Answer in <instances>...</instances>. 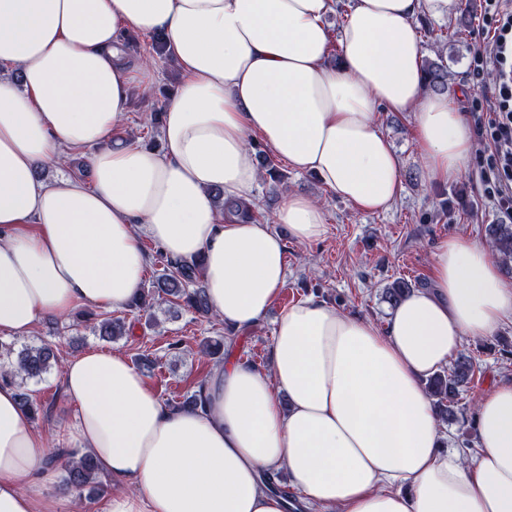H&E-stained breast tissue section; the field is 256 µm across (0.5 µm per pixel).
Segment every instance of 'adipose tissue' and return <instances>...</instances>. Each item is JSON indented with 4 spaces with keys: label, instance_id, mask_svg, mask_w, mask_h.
<instances>
[{
    "label": "adipose tissue",
    "instance_id": "adipose-tissue-1",
    "mask_svg": "<svg viewBox=\"0 0 512 512\" xmlns=\"http://www.w3.org/2000/svg\"><path fill=\"white\" fill-rule=\"evenodd\" d=\"M454 0H0V333H30L77 305L122 310L138 293L149 237L202 259L212 313L255 327L286 283V246L264 223L220 219L213 189L259 181L248 135L315 174L361 211L387 210L403 163L379 108L411 114L426 179L467 167L473 133L445 94L425 91L416 21ZM163 32L184 79L163 150L120 134L131 83L151 74L123 49L128 31ZM340 62L331 64V45ZM66 148L90 149L89 180L37 179ZM301 243L326 233L322 207L291 194L275 215ZM512 318V283L482 244L440 241L432 285L385 327L310 298L279 316L270 367L228 358L195 410L165 405L122 354L66 363L73 421L59 445L91 454L110 481L104 512H287L261 481L286 472L307 512H512V382L476 402L478 451L446 446L425 389L464 338ZM47 438L0 383V512H54Z\"/></svg>",
    "mask_w": 512,
    "mask_h": 512
}]
</instances>
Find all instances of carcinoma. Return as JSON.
I'll return each mask as SVG.
<instances>
[{
    "instance_id": "carcinoma-1",
    "label": "carcinoma",
    "mask_w": 512,
    "mask_h": 512,
    "mask_svg": "<svg viewBox=\"0 0 512 512\" xmlns=\"http://www.w3.org/2000/svg\"><path fill=\"white\" fill-rule=\"evenodd\" d=\"M428 85L438 91L448 88V71L436 63H428L425 68ZM216 202L221 204L224 218L230 221L253 223L265 220V213L252 201L241 198L224 197V192H214ZM489 234L498 252L506 259L512 258V225L494 224L489 227ZM159 263L162 272L149 290L140 289L132 299L129 307L133 311L148 312L156 304L169 303L175 308L187 306L201 317L211 315L206 289L202 262L195 260L172 259L160 255ZM411 292L410 284L404 279H398L386 288V299L395 304ZM96 335L112 340L126 334L123 321L110 317L101 319L94 327ZM232 344V339L223 336L216 340H203L198 345V353L206 361L220 360L224 356V347ZM16 354V362L0 366V381L10 384L17 379L38 380L44 377L52 364L59 361L57 350L49 344L26 345L19 351H14L10 344L0 342V356ZM475 373V359L472 356H460L456 359L448 373H437L431 376L426 388L431 396L436 398V410L443 422H455L464 417L466 406L461 403L462 394L467 391ZM206 401L205 382H197L196 390L178 403V407L196 409ZM58 458L67 460L61 489L79 498L93 497L102 491L103 483L98 466L89 455L76 456L66 448H61L50 457V462Z\"/></svg>"
}]
</instances>
